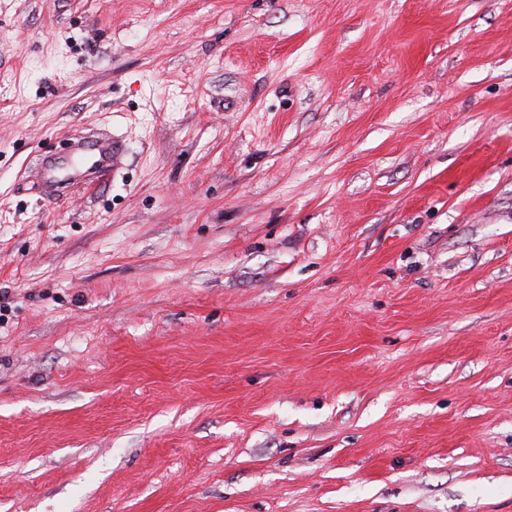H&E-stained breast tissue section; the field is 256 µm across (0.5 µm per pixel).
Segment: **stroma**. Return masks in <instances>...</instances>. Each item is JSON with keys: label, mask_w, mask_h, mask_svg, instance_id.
Returning a JSON list of instances; mask_svg holds the SVG:
<instances>
[{"label": "stroma", "mask_w": 512, "mask_h": 512, "mask_svg": "<svg viewBox=\"0 0 512 512\" xmlns=\"http://www.w3.org/2000/svg\"><path fill=\"white\" fill-rule=\"evenodd\" d=\"M0 512H512V0H0ZM94 146V151L98 154V160L94 164H100L105 168L112 167L113 171H115L123 151L122 144L115 140L112 141V144H102L96 141Z\"/></svg>", "instance_id": "35a3bbf8"}]
</instances>
